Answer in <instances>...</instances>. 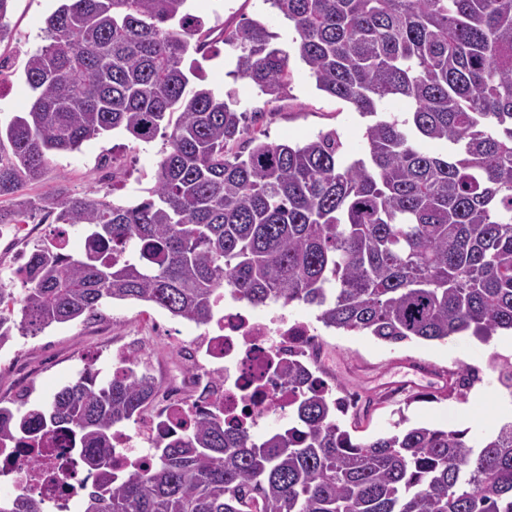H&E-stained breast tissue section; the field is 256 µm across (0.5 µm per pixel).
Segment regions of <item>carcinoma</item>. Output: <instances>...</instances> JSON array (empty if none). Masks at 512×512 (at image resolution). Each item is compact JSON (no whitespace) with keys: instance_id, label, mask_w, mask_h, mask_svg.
<instances>
[{"instance_id":"carcinoma-1","label":"carcinoma","mask_w":512,"mask_h":512,"mask_svg":"<svg viewBox=\"0 0 512 512\" xmlns=\"http://www.w3.org/2000/svg\"><path fill=\"white\" fill-rule=\"evenodd\" d=\"M269 2L292 27L289 52L259 20L202 31L187 0H63L46 19L24 68L33 99L0 129V199L106 132L166 143L137 204L49 192L0 208V224L38 212L58 225L15 270L21 292L0 281V348L114 300L206 327L226 291L250 307L302 303L327 329L387 342L512 330V0ZM219 42L269 103L298 57L368 119L363 155L344 161L334 130L263 140L247 112L191 81L189 53ZM392 100L406 117L388 115ZM72 229L88 232L80 256L66 252ZM316 370L288 364L287 428L256 440L199 408L160 423L151 462L122 474L112 432L158 393L134 358L105 384L86 370L45 410L0 405V445L74 435L93 474L82 512H512V421L478 439L402 430V416L354 439ZM474 381L450 375L448 394ZM0 512L45 506L7 495Z\"/></svg>"}]
</instances>
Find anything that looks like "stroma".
Returning a JSON list of instances; mask_svg holds the SVG:
<instances>
[{"label": "stroma", "mask_w": 512, "mask_h": 512, "mask_svg": "<svg viewBox=\"0 0 512 512\" xmlns=\"http://www.w3.org/2000/svg\"><path fill=\"white\" fill-rule=\"evenodd\" d=\"M59 4L60 0H13L10 39L0 43L1 126L27 109L31 92L24 64L43 46L45 20ZM188 4L204 28L233 30L248 20H260L277 33V46H291L287 21L267 0H188ZM215 49V56L202 63L204 85L255 114L253 127L265 133L267 141L303 142L333 129L341 137L345 157L361 156L365 119L349 103L317 90L301 61L291 59L288 93L270 104L248 81L234 77V58L223 44ZM163 143L160 137L141 144L118 131L103 134L77 151L52 155L44 178L27 185L24 192L36 196L63 190L97 197L109 190L123 202L141 200L154 183ZM53 229L50 220L39 216L8 225L5 237H0V279H12L22 252L35 241L51 239ZM202 333L201 327L172 318L156 306L130 300L107 303L101 317L55 324L37 335L16 337L1 348L0 403L24 412L42 407L85 369L112 375V355L118 350L136 355L160 389H167L174 378L197 370L189 345ZM321 335L324 379L340 394L357 399L352 412L341 419L352 437L380 436L391 430L401 413L410 428H464L479 437L496 434L504 423L499 403L512 399V390L500 386L491 359L512 362L511 337L498 335L487 344L468 334L445 341L386 343L333 329L322 330ZM464 367L480 370L482 381L476 389L481 399L460 401L449 396V373Z\"/></svg>", "instance_id": "35a3bbf8"}]
</instances>
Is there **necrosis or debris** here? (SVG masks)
Masks as SVG:
<instances>
[{"label":"necrosis or debris","instance_id":"4bbe7bcc","mask_svg":"<svg viewBox=\"0 0 512 512\" xmlns=\"http://www.w3.org/2000/svg\"><path fill=\"white\" fill-rule=\"evenodd\" d=\"M193 351L201 355L202 368L185 384L171 385L163 418L174 423L190 403L216 401L225 413L243 417L251 430L267 417L270 401L288 402L287 391L280 388V366L290 361L314 363L323 357L312 324L292 318L287 305L257 313L234 299L225 303L223 318L194 342ZM156 432L152 421L133 432H114V466L125 469L131 462L148 461V449L137 447L136 441L155 437ZM49 439L51 445L41 457L45 473L37 478L31 477L27 467L30 449L0 448V486L39 494L50 512H72L80 487L92 478L83 469L79 446L68 432L52 430Z\"/></svg>","mask_w":512,"mask_h":512}]
</instances>
